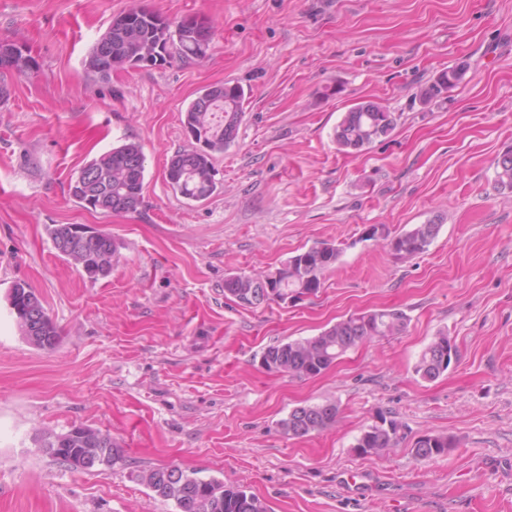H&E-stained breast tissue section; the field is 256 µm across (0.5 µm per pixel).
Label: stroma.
<instances>
[{
	"label": "stroma",
	"mask_w": 512,
	"mask_h": 512,
	"mask_svg": "<svg viewBox=\"0 0 512 512\" xmlns=\"http://www.w3.org/2000/svg\"><path fill=\"white\" fill-rule=\"evenodd\" d=\"M146 2L173 21L207 18L208 57L93 80L84 60L131 0H0V41L38 63L6 77L0 101V512H178L137 478L167 466L242 487L271 512H512V191L495 182L512 148V0ZM460 65L461 83L420 102L419 87ZM225 81L250 98L214 159L217 192L189 201L165 169L188 145V104ZM366 101L393 112L395 130L339 152L336 125ZM128 141L145 156L143 204L81 207L71 177ZM436 217L413 257L366 236ZM55 224L111 235L110 274L62 256ZM320 241L341 255L317 293L257 308L225 296L227 273L276 270ZM17 282L56 325L54 350L22 336ZM384 308L404 311L406 330L318 376L262 363L268 346ZM442 330L460 359L427 382L413 368ZM328 401L335 424L280 433L292 409ZM382 416L403 425L397 447L358 455ZM75 426L109 433L120 460L75 470L42 451ZM427 433L456 446L416 459Z\"/></svg>",
	"instance_id": "stroma-1"
}]
</instances>
